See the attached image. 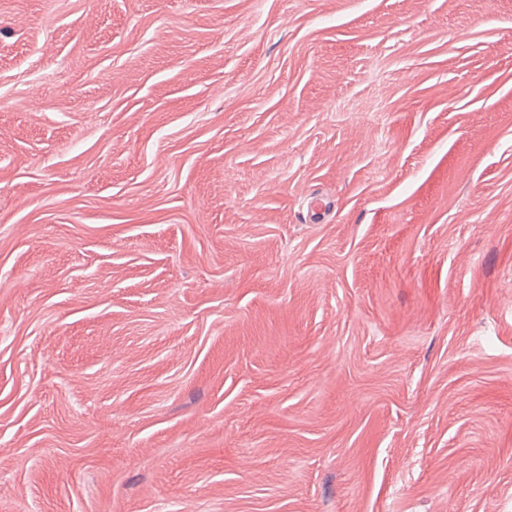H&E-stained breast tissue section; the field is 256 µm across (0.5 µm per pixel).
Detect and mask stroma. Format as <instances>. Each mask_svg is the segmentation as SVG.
I'll list each match as a JSON object with an SVG mask.
<instances>
[{
    "instance_id": "stroma-1",
    "label": "stroma",
    "mask_w": 512,
    "mask_h": 512,
    "mask_svg": "<svg viewBox=\"0 0 512 512\" xmlns=\"http://www.w3.org/2000/svg\"><path fill=\"white\" fill-rule=\"evenodd\" d=\"M0 512H512V0H0Z\"/></svg>"
}]
</instances>
